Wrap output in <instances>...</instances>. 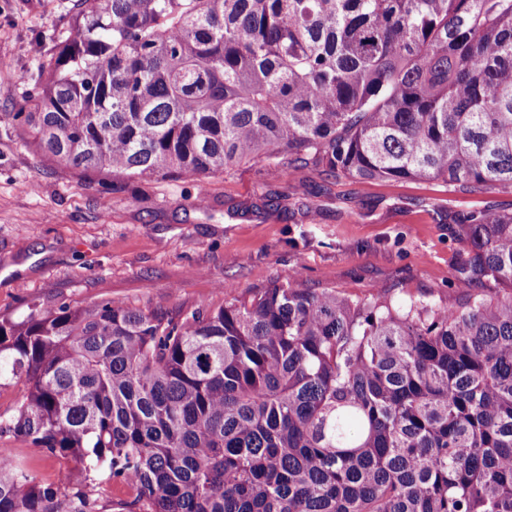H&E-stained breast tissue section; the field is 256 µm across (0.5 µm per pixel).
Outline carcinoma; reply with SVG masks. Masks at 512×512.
Here are the masks:
<instances>
[{
  "label": "carcinoma",
  "mask_w": 512,
  "mask_h": 512,
  "mask_svg": "<svg viewBox=\"0 0 512 512\" xmlns=\"http://www.w3.org/2000/svg\"><path fill=\"white\" fill-rule=\"evenodd\" d=\"M78 2L13 114L61 168L512 187V0ZM458 226L448 305L289 278L1 317L0 435L74 466L0 448V512H512V211ZM25 390L23 381L13 382L11 385L0 389V415L2 418L8 417L21 398ZM1 443L7 446L5 448H16V452L30 464L33 474L44 483H61L67 468L73 465V463L66 464L53 458H47L40 449L29 448L23 442L13 438L9 439L6 436L2 440L0 438V447Z\"/></svg>",
  "instance_id": "1"
}]
</instances>
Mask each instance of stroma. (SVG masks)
<instances>
[{
    "label": "stroma",
    "instance_id": "stroma-1",
    "mask_svg": "<svg viewBox=\"0 0 512 512\" xmlns=\"http://www.w3.org/2000/svg\"><path fill=\"white\" fill-rule=\"evenodd\" d=\"M76 0H0V317L29 303L112 300L176 313L220 306L293 277L364 298L380 290L454 301L457 217L512 207V189L435 180L337 179L307 165L249 162L206 178L128 180L101 210L105 176L64 170L12 119L35 110L38 65Z\"/></svg>",
    "mask_w": 512,
    "mask_h": 512
}]
</instances>
